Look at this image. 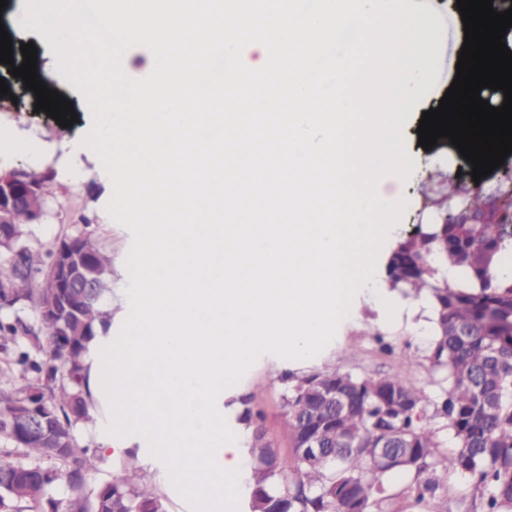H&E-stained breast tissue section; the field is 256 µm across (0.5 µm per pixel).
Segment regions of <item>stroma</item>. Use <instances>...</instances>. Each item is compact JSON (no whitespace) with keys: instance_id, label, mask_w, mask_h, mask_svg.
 <instances>
[{"instance_id":"1","label":"stroma","mask_w":512,"mask_h":512,"mask_svg":"<svg viewBox=\"0 0 512 512\" xmlns=\"http://www.w3.org/2000/svg\"><path fill=\"white\" fill-rule=\"evenodd\" d=\"M403 20L430 17L437 21V38L429 46L422 71V87L418 97L401 110L398 142L403 145L409 176L406 180V207L398 220L395 237L386 238L382 255H389L395 238L413 233L418 225L429 224V211L434 200L451 195L462 198L480 194L484 202L500 201L512 191V154L488 177L473 181L472 167L448 138L438 140L431 150L418 144L417 128L423 112L438 107L450 87L459 52L464 42L461 16L456 0H399ZM23 0H9L0 12L12 38L15 64H22L20 47L33 43L37 49V73L45 84L71 102L78 117L71 126L63 127L45 113L35 112V96L25 89L22 79L9 76L0 64V77L5 78L10 96L0 98V129L7 130L20 145L9 153L0 152V169L37 171L52 174L59 186L56 196L49 198L44 219L27 228L26 239L33 249L44 251L58 237L71 229L87 226L92 237L112 254V288L129 287L126 258L132 234L126 227L112 223L105 207L110 199L107 175L96 154L74 150L91 127L90 111L82 93L67 80L57 66V57L49 43L35 38L15 26L22 13ZM339 341L322 353L318 368L331 367L359 377L389 376L405 379L422 391L430 401H438L443 388L442 376L431 370L426 356L431 336L429 330H412L407 321H380L376 310L361 305L355 319L339 326ZM303 376L305 368H293L288 361L271 355L262 356L244 376L241 395L249 397L254 410L264 416L265 434L282 454L292 451V430L282 407L283 396L290 383L287 374ZM137 463L139 484L162 497L168 512H192L190 505L159 471L138 464L129 453L112 460H100L87 481L95 490L110 476L121 475L126 464ZM403 512H478L472 503V480L469 475L452 471L445 489L430 508L401 500Z\"/></svg>"}]
</instances>
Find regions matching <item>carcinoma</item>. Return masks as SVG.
Returning a JSON list of instances; mask_svg holds the SVG:
<instances>
[{
	"label": "carcinoma",
	"mask_w": 512,
	"mask_h": 512,
	"mask_svg": "<svg viewBox=\"0 0 512 512\" xmlns=\"http://www.w3.org/2000/svg\"><path fill=\"white\" fill-rule=\"evenodd\" d=\"M23 177L43 198L56 191L51 175ZM29 224V213L17 209L0 237V290L12 297L0 310L33 308L31 320L0 316V374L20 378L0 387V440L12 445L0 462V474L8 475L0 512H167L160 496L140 487L133 465L95 491L85 488L99 457L74 431L95 420L83 392L84 350L103 316L112 257L87 233L62 236L86 249L81 278L91 287L77 290L73 310L47 318L43 309L58 298L55 248L33 250L25 239ZM509 246L502 226L430 224L399 243L388 261L389 287L432 297L427 360L446 374L441 411L454 452L439 453L427 398L412 383L325 368L298 379L283 398L289 457L267 440L260 413L240 397L238 421L251 429L250 512H392L399 498L386 487L392 474L412 477L402 494L428 503L450 470L471 475L482 512H512V277L496 281L491 274L495 256ZM438 253L461 281L439 274ZM33 411L46 417L48 429L28 436L17 419ZM61 480L70 495L57 502L49 491Z\"/></svg>",
	"instance_id": "cac0c4a2"
}]
</instances>
